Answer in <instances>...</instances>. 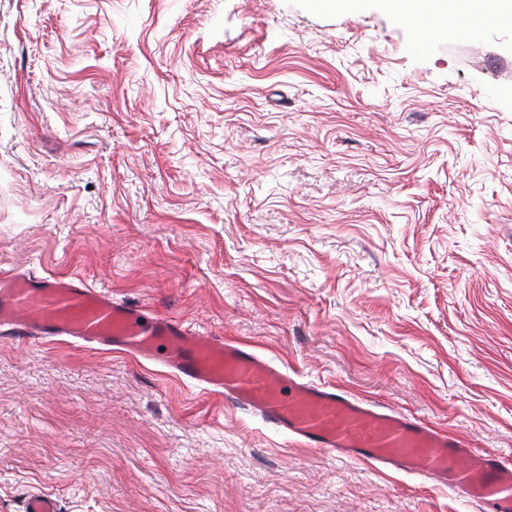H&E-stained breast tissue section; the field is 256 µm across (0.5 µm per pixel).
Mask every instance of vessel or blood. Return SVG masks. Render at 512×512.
<instances>
[{"instance_id": "b4317fda", "label": "vessel or blood", "mask_w": 512, "mask_h": 512, "mask_svg": "<svg viewBox=\"0 0 512 512\" xmlns=\"http://www.w3.org/2000/svg\"><path fill=\"white\" fill-rule=\"evenodd\" d=\"M20 340L118 348L259 415L307 447L450 490L481 512H512V463L395 409L275 367L250 346L118 300L76 275L0 273V328Z\"/></svg>"}]
</instances>
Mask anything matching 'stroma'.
I'll return each mask as SVG.
<instances>
[{"label": "stroma", "mask_w": 512, "mask_h": 512, "mask_svg": "<svg viewBox=\"0 0 512 512\" xmlns=\"http://www.w3.org/2000/svg\"><path fill=\"white\" fill-rule=\"evenodd\" d=\"M0 0V271L255 347L512 460V23ZM478 512L130 355L0 336V512Z\"/></svg>", "instance_id": "35a3bbf8"}]
</instances>
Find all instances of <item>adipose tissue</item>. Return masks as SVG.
<instances>
[{"label":"adipose tissue","mask_w":512,"mask_h":512,"mask_svg":"<svg viewBox=\"0 0 512 512\" xmlns=\"http://www.w3.org/2000/svg\"><path fill=\"white\" fill-rule=\"evenodd\" d=\"M391 13L413 28L424 25L425 14L434 13L439 23L453 25L461 12L478 17L494 13L501 19L512 18V0H386Z\"/></svg>","instance_id":"ef3b65f1"}]
</instances>
